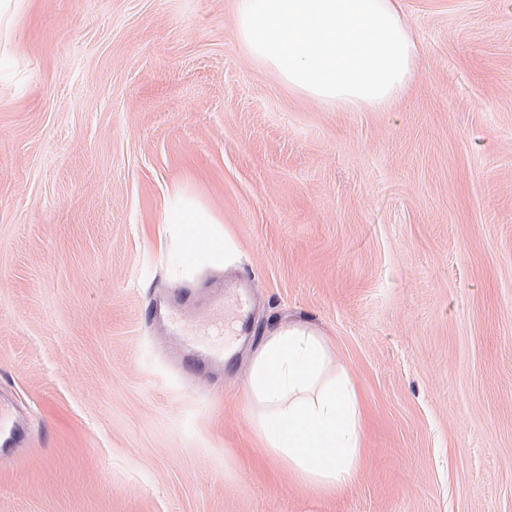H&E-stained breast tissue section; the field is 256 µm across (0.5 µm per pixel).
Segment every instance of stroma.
<instances>
[{
    "label": "stroma",
    "mask_w": 512,
    "mask_h": 512,
    "mask_svg": "<svg viewBox=\"0 0 512 512\" xmlns=\"http://www.w3.org/2000/svg\"><path fill=\"white\" fill-rule=\"evenodd\" d=\"M236 2L28 0L0 49V393L29 437L0 512H512V0H402L418 72L373 111L288 88ZM178 190L226 254H187ZM187 288L224 294L222 368L145 317ZM293 322L361 400L338 491L255 429L251 357Z\"/></svg>",
    "instance_id": "1"
}]
</instances>
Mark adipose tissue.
I'll return each mask as SVG.
<instances>
[{
	"label": "adipose tissue",
	"mask_w": 512,
	"mask_h": 512,
	"mask_svg": "<svg viewBox=\"0 0 512 512\" xmlns=\"http://www.w3.org/2000/svg\"><path fill=\"white\" fill-rule=\"evenodd\" d=\"M165 221L184 225L191 255L215 253L218 239L204 229L211 216L183 194L169 199ZM329 364L314 330L281 325L254 354L246 388L261 409L257 427L273 455L310 484L340 488L360 466L362 411L347 376L330 373Z\"/></svg>",
	"instance_id": "1"
}]
</instances>
